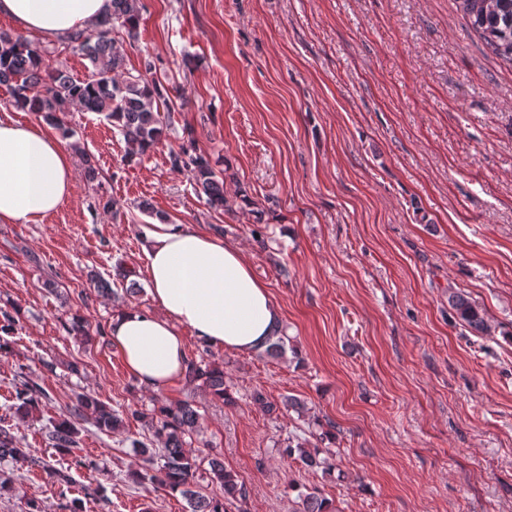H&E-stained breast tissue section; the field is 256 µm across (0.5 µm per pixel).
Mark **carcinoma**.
Returning a JSON list of instances; mask_svg holds the SVG:
<instances>
[{
    "instance_id": "obj_1",
    "label": "carcinoma",
    "mask_w": 512,
    "mask_h": 512,
    "mask_svg": "<svg viewBox=\"0 0 512 512\" xmlns=\"http://www.w3.org/2000/svg\"><path fill=\"white\" fill-rule=\"evenodd\" d=\"M111 2V12L99 22L101 30H81L68 37V43L75 45L90 63L86 78L75 79L52 67L46 63L44 52L26 38L0 32V85L10 89L14 107L35 113L65 139L75 136V130L66 120L72 108L104 115L123 137L124 160L131 164L163 140L167 122L161 115L160 105L167 101L159 81L151 77L154 62L144 60L143 70L135 74L125 67L124 41L135 39L141 0ZM456 2L490 50L512 62V0ZM187 136L188 144L170 150L172 168L188 174L196 190L205 196L207 205L232 210V203L224 194V180L212 166L209 156L196 148L192 132H187ZM448 304L468 328L482 335L492 334L483 309L467 296L450 288ZM25 377L26 374H20L21 389L16 391V402L12 406L13 413L23 418L46 397L43 388ZM185 383L193 387L201 384L220 399L227 396L224 369L203 360H189ZM67 413L66 418L54 423L48 431L49 441L61 458L70 456L78 447L79 430L74 421H84L88 414L92 416L93 426L105 434L124 427L127 420L145 419V413L137 408L121 414L90 394L77 395ZM198 419L196 408L188 400L154 409L148 425L162 447L151 448L140 439L132 440V447L144 462V467L134 472L133 478L141 485H157L180 494L188 504V512H228V505L244 499L246 490L217 454L209 457L208 464L211 481L220 485L224 498L209 497L196 489L200 462L186 450V445L187 438L196 431ZM318 427L317 443L306 440L290 444L282 450V455L308 469L323 467L326 459L321 457L323 449L319 444L336 439V426L328 420ZM9 461L29 469L40 468L60 485L68 487L72 483L69 471L17 447L14 428L4 423L0 424V462ZM300 501L299 512H337L332 502L316 492L305 494Z\"/></svg>"
}]
</instances>
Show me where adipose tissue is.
Here are the masks:
<instances>
[{"label": "adipose tissue", "instance_id": "ef3b65f1", "mask_svg": "<svg viewBox=\"0 0 512 512\" xmlns=\"http://www.w3.org/2000/svg\"><path fill=\"white\" fill-rule=\"evenodd\" d=\"M111 0H0L17 29L54 41L95 26ZM73 153L42 125L0 115V223L40 224L72 192ZM151 294L159 313L120 309L110 335L127 371L160 391L185 369L188 328L201 342L251 352L265 347L280 320L267 286L237 246L181 224L146 236Z\"/></svg>", "mask_w": 512, "mask_h": 512}]
</instances>
